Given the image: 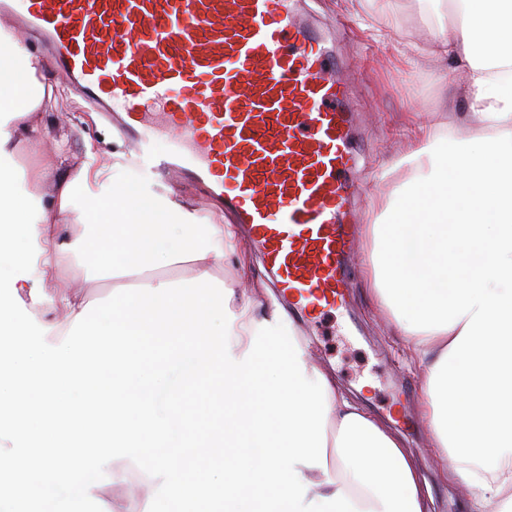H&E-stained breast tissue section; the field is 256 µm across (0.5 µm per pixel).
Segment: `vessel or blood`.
Here are the masks:
<instances>
[{"label": "vessel or blood", "instance_id": "obj_1", "mask_svg": "<svg viewBox=\"0 0 512 512\" xmlns=\"http://www.w3.org/2000/svg\"><path fill=\"white\" fill-rule=\"evenodd\" d=\"M60 76L239 212L301 316L346 303L357 170L349 89L292 0H0Z\"/></svg>", "mask_w": 512, "mask_h": 512}]
</instances>
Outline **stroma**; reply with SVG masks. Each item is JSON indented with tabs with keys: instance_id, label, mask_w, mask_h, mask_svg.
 Returning <instances> with one entry per match:
<instances>
[{
	"instance_id": "35a3bbf8",
	"label": "stroma",
	"mask_w": 512,
	"mask_h": 512,
	"mask_svg": "<svg viewBox=\"0 0 512 512\" xmlns=\"http://www.w3.org/2000/svg\"><path fill=\"white\" fill-rule=\"evenodd\" d=\"M296 13L314 25L328 22L336 26L334 55L343 70L351 74L353 92L350 105L357 116L355 145L362 158L353 209L360 224L372 220V204L379 193L381 175L400 155L402 128L445 121L458 124L457 113L441 109V97L450 87L452 76L427 53L428 29L412 0H398L396 8L383 14L381 22L392 32L391 39L376 40L365 34L351 9V0H296ZM414 49V62H395L396 43ZM72 118L66 129H59V115L41 116L42 137L35 148H22L15 156V168L22 171L38 164L58 150L59 137L67 139L66 163L70 168L94 161L104 172H120L124 181L135 183L161 201L176 202L193 212L200 223L220 224L227 214L198 184L181 181L158 170L155 161L170 148L167 137H157L147 155L132 158L130 141L117 133L111 117L85 104L72 87H65L62 102ZM89 218L83 224H69L66 236H83L103 244L112 238L111 225L102 223L100 186H89L83 197ZM247 258L246 269L224 262L216 275L225 286L244 291L257 315L267 314L271 302L286 305L285 297L275 294L274 277L260 262L259 249L241 238ZM358 256L349 281L345 306L332 314L300 322L284 315L278 327L277 343L287 346L289 333L302 335L308 342L310 367L330 373L344 392L356 394L359 403L376 417L392 418L414 456L420 475L433 496V512H465L470 491L462 484H448L444 473L448 460L434 448L426 425L420 420L422 373L407 356L406 343L394 324L382 317L370 302L364 272L370 263L367 239L357 241ZM137 470L115 462L110 471L93 472L92 499L106 512H139L137 501L129 499V484L139 479Z\"/></svg>"
}]
</instances>
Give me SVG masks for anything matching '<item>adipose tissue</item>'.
Returning <instances> with one entry per match:
<instances>
[{
	"mask_svg": "<svg viewBox=\"0 0 512 512\" xmlns=\"http://www.w3.org/2000/svg\"><path fill=\"white\" fill-rule=\"evenodd\" d=\"M429 20V54L452 63L450 100L469 130L420 125L406 132L378 194L368 287L408 336L423 371L420 418L448 456L449 479L470 491L468 512H512V0H414ZM41 60L10 36L0 46V483L15 512H41L62 484L114 460L137 466L142 512H430L432 498L401 436L309 369L289 336L270 354L272 322L238 301L214 271L232 252L230 224H201L136 186L115 190L104 218L112 239L83 266V237L58 222L84 221L76 192L99 182L87 162L61 158L13 187L17 144L34 145L38 112L57 97ZM56 178L44 209L35 191ZM70 280L45 287L58 260ZM190 263L193 275H157ZM111 281L103 307L75 281ZM47 319L25 313L24 299ZM185 356L179 387L165 380L156 346ZM165 394L169 418L152 405ZM323 476L313 485L310 475Z\"/></svg>",
	"mask_w": 512,
	"mask_h": 512,
	"instance_id": "1",
	"label": "adipose tissue"
}]
</instances>
